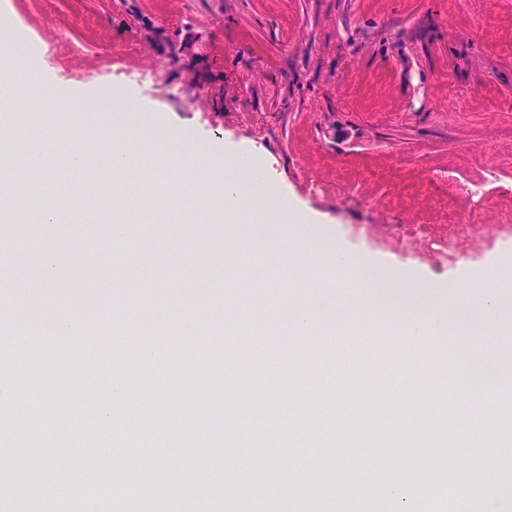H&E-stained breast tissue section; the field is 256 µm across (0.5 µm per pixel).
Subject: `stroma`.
<instances>
[{
	"instance_id": "obj_1",
	"label": "stroma",
	"mask_w": 512,
	"mask_h": 512,
	"mask_svg": "<svg viewBox=\"0 0 512 512\" xmlns=\"http://www.w3.org/2000/svg\"><path fill=\"white\" fill-rule=\"evenodd\" d=\"M1 18L41 51L0 49V69L15 77L0 129L18 138L30 110L49 113L94 162L62 169L51 146L37 199L0 230V268L17 250L28 258L22 290L0 294V337L31 347L26 364L0 362L14 390L0 441L18 426L50 447L67 427L86 471L140 478L159 467L172 483L186 469L184 418L202 459L224 445L222 417L262 441L232 487L202 481L140 499L128 485L101 497L99 512H224L235 496L275 512H445L443 466L459 495L478 483L494 512H512L500 491L512 451L485 466L462 416L512 388V0H0ZM119 126L190 146L203 174L225 152L248 157L269 178L263 208L293 206L304 225L224 242L236 217L210 186L171 215L185 171L166 155L141 157L151 195L132 190L86 211L68 188L99 180L96 134ZM115 207L129 225L118 240ZM47 208L55 223H43ZM293 237L313 277L264 268L265 251ZM246 263L263 267L269 287H239L234 271ZM368 264L465 323L415 334L412 316L378 310L361 287ZM321 278L340 310L310 343L281 311L305 305ZM479 279L493 310L472 295ZM20 299L76 324L75 338L33 337L14 318ZM145 344L155 351L146 374ZM492 351L497 381L472 387L473 365ZM119 380L128 397L114 402ZM169 400L181 415L162 427L151 408ZM303 414L328 432L301 426ZM110 435L140 456L100 452ZM415 448L427 463L410 469ZM402 485L410 497L395 495Z\"/></svg>"
}]
</instances>
